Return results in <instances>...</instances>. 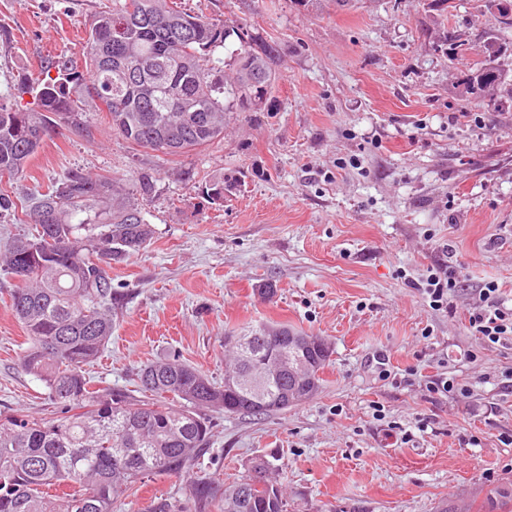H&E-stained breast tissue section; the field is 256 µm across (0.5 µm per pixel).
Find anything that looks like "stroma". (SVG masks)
I'll use <instances>...</instances> for the list:
<instances>
[{
  "label": "stroma",
  "instance_id": "stroma-1",
  "mask_svg": "<svg viewBox=\"0 0 512 512\" xmlns=\"http://www.w3.org/2000/svg\"><path fill=\"white\" fill-rule=\"evenodd\" d=\"M186 12L252 26L278 49L260 111L232 112L224 137L171 157L134 149L105 113L46 138L12 194L28 201L69 171L114 178L141 207L150 243L112 267V337L86 372L101 390L142 399L137 372L178 358L224 380V338L283 323L331 344L321 390L265 416L209 408L206 448L189 474L141 480L112 512L199 510L191 478L219 485L274 456L288 512H512V346L469 326L475 290L512 306V27L486 0H180ZM112 0H0V101L59 54L82 59L85 32ZM508 45L506 84L478 103L460 81L488 32ZM467 44L449 53L443 40ZM241 187L203 194L217 174ZM150 176L141 195L140 176ZM456 252L464 283L433 310L410 283ZM0 275V413L51 419L58 406L19 364L26 332ZM276 290L265 300L261 288ZM393 373L378 375L377 356ZM448 374L469 397L427 392Z\"/></svg>",
  "mask_w": 512,
  "mask_h": 512
}]
</instances>
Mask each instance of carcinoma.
<instances>
[{
  "mask_svg": "<svg viewBox=\"0 0 512 512\" xmlns=\"http://www.w3.org/2000/svg\"><path fill=\"white\" fill-rule=\"evenodd\" d=\"M232 36L237 47L219 56ZM501 51L495 36L484 43L483 60L463 83L468 98L479 100L486 85L501 81ZM276 56L275 44L246 24L187 13L174 0H112V12L87 30L84 67L57 56L45 77L17 87L33 96V107L0 104V180L23 176L44 138L58 125H80L91 105L108 113L112 131L134 147L169 156L206 147L224 137L227 113L270 101ZM237 187L220 174L205 195L221 204ZM80 213L103 230L72 223ZM26 216L36 235L0 253V272L16 280L10 309L28 341L20 364L44 382L61 416L0 418V512H112V500L135 482L180 475L198 457L209 425L195 409L267 415L318 391L330 342L266 323L241 330L236 348L224 346L231 363L222 385L174 359L140 370L155 401L133 404L121 392L94 389L84 369L112 336V263L144 249L151 227L115 180L81 171L31 199ZM297 362L311 367L309 391L292 386L287 369ZM277 471L271 460L253 458L248 474L224 488L221 512H287ZM56 485L73 492L49 494ZM192 490L207 503L213 482L197 479Z\"/></svg>",
  "mask_w": 512,
  "mask_h": 512,
  "instance_id": "cac0c4a2",
  "label": "carcinoma"
}]
</instances>
